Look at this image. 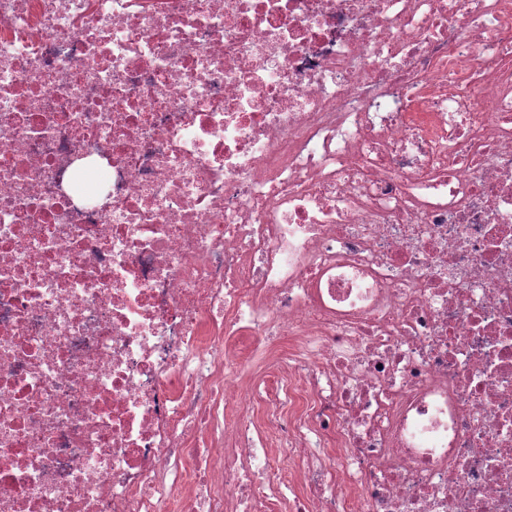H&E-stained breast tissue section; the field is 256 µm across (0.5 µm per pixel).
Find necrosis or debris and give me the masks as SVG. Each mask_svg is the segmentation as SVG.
<instances>
[{"label":"necrosis or debris","mask_w":512,"mask_h":512,"mask_svg":"<svg viewBox=\"0 0 512 512\" xmlns=\"http://www.w3.org/2000/svg\"><path fill=\"white\" fill-rule=\"evenodd\" d=\"M0 512H512V0H0Z\"/></svg>","instance_id":"1"}]
</instances>
